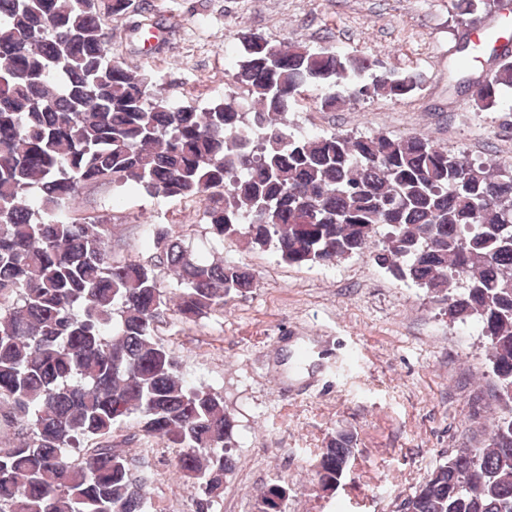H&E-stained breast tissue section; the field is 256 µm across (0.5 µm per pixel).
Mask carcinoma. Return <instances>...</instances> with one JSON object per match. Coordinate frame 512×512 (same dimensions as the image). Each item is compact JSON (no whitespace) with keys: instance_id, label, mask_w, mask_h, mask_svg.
I'll list each match as a JSON object with an SVG mask.
<instances>
[{"instance_id":"cac0c4a2","label":"carcinoma","mask_w":512,"mask_h":512,"mask_svg":"<svg viewBox=\"0 0 512 512\" xmlns=\"http://www.w3.org/2000/svg\"><path fill=\"white\" fill-rule=\"evenodd\" d=\"M130 6L0 0V421L18 435L0 449V512H144L148 478L112 448V429L129 419L175 449L201 492L198 512L233 466L224 398L186 377L155 330L172 307L191 322L224 308L255 288L254 274L191 257L174 224L149 228L147 257L114 260L112 225L73 212L88 184L195 200L210 234L291 265L367 254L440 295L450 322H477L503 414L483 447L450 456L404 512H512V166L473 162L423 134L288 131L309 89L327 110L419 87L416 74L330 47L244 36L234 79L247 97L174 104L112 58L108 21ZM139 13L146 34L151 0ZM461 52L456 92L477 85L479 109L497 107L512 88L509 49L482 81L465 75L469 44ZM351 457L352 437L336 436L321 450L320 482L336 483ZM287 495L268 486L260 512H279Z\"/></svg>"}]
</instances>
